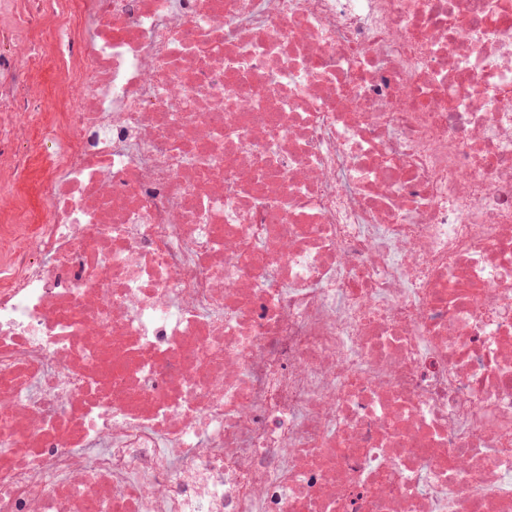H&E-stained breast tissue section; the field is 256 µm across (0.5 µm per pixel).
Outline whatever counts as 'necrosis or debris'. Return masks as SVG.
Instances as JSON below:
<instances>
[{
  "mask_svg": "<svg viewBox=\"0 0 512 512\" xmlns=\"http://www.w3.org/2000/svg\"><path fill=\"white\" fill-rule=\"evenodd\" d=\"M16 3L0 512H512V0ZM29 81L34 91L46 102L47 112H59L61 94L68 92L66 89L59 90V76L55 72H49L42 77H31Z\"/></svg>",
  "mask_w": 512,
  "mask_h": 512,
  "instance_id": "1",
  "label": "necrosis or debris"
}]
</instances>
